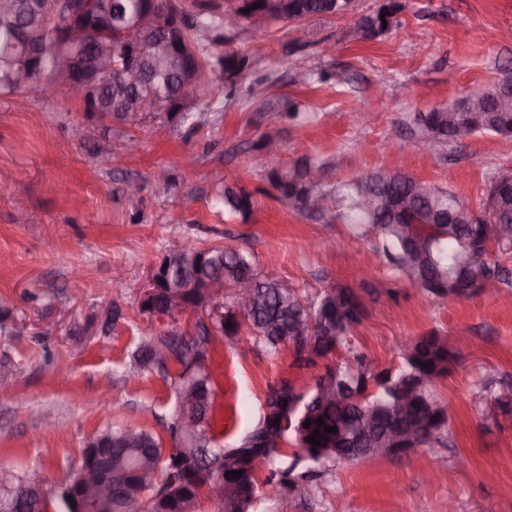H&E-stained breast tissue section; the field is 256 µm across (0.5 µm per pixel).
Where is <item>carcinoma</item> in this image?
<instances>
[{
	"label": "carcinoma",
	"mask_w": 512,
	"mask_h": 512,
	"mask_svg": "<svg viewBox=\"0 0 512 512\" xmlns=\"http://www.w3.org/2000/svg\"><path fill=\"white\" fill-rule=\"evenodd\" d=\"M37 8L21 12V16L34 28H47L50 43H58L55 36L56 3L58 0H36ZM346 0H237L235 15L252 22L256 15L271 16L274 20H288L301 29L306 22L328 15H338ZM154 7L164 20H177L186 41L192 45L199 61L197 90L224 99L228 105L243 94L238 76L248 67L249 57L224 43L225 17L209 11V5L199 3L197 12L186 10L181 0H102L97 20L104 37L115 45L112 51V76L100 92L98 108L114 113L117 122L138 126L146 119H158L151 114L139 96V91L125 83L122 72L126 54L120 42V25L143 10ZM388 15H383V12ZM401 11L399 0H383L372 15H365L353 31L362 40H373L393 24ZM175 50L165 58H147L142 61L144 79L155 95L173 98L178 92L179 74L195 59ZM29 64V51L20 44L12 28L0 23V90L9 93L34 92L46 95L56 88L59 81L58 54L49 50L40 57V68L29 74V83L21 85L15 79L16 72ZM419 133L429 130L434 134V144L458 143L477 133H488L504 139L512 138V110L509 112L473 113L467 109L448 117V108L434 107L421 115ZM267 179L277 194L299 214H315V202L322 203V210L342 218L345 223L373 230L379 248L392 269L401 278L414 281V272L407 265L408 239L412 229H417L425 241V251L420 269L438 278L439 283L430 289L431 295L448 297L460 278V263L469 254H480L482 259L470 271V294L482 288L474 282H490L512 285V271L501 263V258L512 253V207L486 214L476 208L470 224H430L427 217L438 214L448 207L458 211L467 204L455 193L428 186L420 189L421 180L401 171L387 173L379 169L369 175L331 185L315 176L308 158L301 157L291 165L271 163ZM372 196L380 201L401 198L408 202L405 212H392L381 206L374 210L364 207V198ZM224 211L243 218L253 212L252 196L240 189L224 188ZM495 250H487L488 243ZM194 259L186 264L174 251L161 260V266L177 280L185 276L198 277L210 274L224 280L228 290L244 276L251 278L255 290L262 298L256 308L239 305L238 299L224 305V324L215 329L224 336H237L247 329L255 343L270 352L282 345H292L300 362L314 366L317 361L340 353L336 362L326 366L312 386L305 390L296 388L288 380H282L269 388L264 401L263 416L257 425L240 439L227 445L219 444L215 434L214 377L206 372L209 399L203 407L204 423L198 429L196 456L203 466L197 468L196 483L200 484L212 471H249L257 453L264 452L263 466L271 464V456L281 439H290L296 447L308 451L305 460L326 465L336 462V449L316 447L306 439L319 430L317 440L334 441L338 433L349 424L359 421L364 410L381 406L389 410L388 423L399 428L408 425L418 411V404H430L437 411L448 413V406L434 390V382L447 374L453 354L448 347H434L441 336L432 332L420 336L400 350V363L388 369V377L378 383L374 392L362 402L349 400L348 391L353 382L352 361L364 354L353 346L351 328L359 321L357 313L359 296L349 288H337L311 297L302 289L282 288L281 279L269 278L261 273L251 257L237 249L224 246L193 248ZM231 327H225V323ZM144 339L135 359L150 365L148 354L152 345L168 340L178 343L174 359L181 363L186 359L184 350L194 352L199 360L209 359L211 333L208 328L198 336H185L171 329L164 334L143 332ZM426 367H421V364ZM278 423H273V420ZM311 420L310 427L297 428L300 420ZM323 425H318V420ZM335 427L337 432L327 433L325 428ZM121 433L125 438L110 448L112 473L132 491L136 505L119 500L123 490H113L112 512H153L154 502L171 487L172 470L168 467L163 439L160 435L142 427L123 426L102 430L96 438L103 441ZM294 467L271 469L263 482L242 475L224 479L225 504L213 505L208 512H254V505L262 497L271 494L270 486L280 484L296 486V480L305 481L308 473L292 479ZM204 499L193 490L182 496L179 512H199Z\"/></svg>",
	"instance_id": "1"
}]
</instances>
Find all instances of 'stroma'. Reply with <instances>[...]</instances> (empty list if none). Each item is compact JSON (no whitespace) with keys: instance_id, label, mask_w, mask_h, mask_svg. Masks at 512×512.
<instances>
[{"instance_id":"1","label":"stroma","mask_w":512,"mask_h":512,"mask_svg":"<svg viewBox=\"0 0 512 512\" xmlns=\"http://www.w3.org/2000/svg\"><path fill=\"white\" fill-rule=\"evenodd\" d=\"M393 26L356 39L350 22L225 27L248 55L229 106L193 100L187 122L136 127L101 120L64 94H0V465L65 481L86 435L114 424L164 434L171 383L134 360L147 320L140 303L153 269L182 247L248 251L262 272L316 294L349 288L365 312L352 329L373 366L398 362V345L429 332L454 360L435 382L450 408L444 444L411 455L339 461L313 488H285L293 512H512V288L438 298L394 276L374 235L295 213L277 200L254 145L277 139L282 159L308 155L336 183L377 168L404 170L477 205L490 178L512 167V140L476 135L420 151L413 120L432 107L512 77V0H401ZM336 71L333 84H297L301 69ZM293 103L301 120L282 121ZM88 127L77 142L71 129ZM140 143L124 149L127 138ZM167 172V185L153 179ZM141 184L128 199L125 180ZM225 186L256 201L249 218L225 215ZM216 433L235 439L258 422L269 386L307 388L323 365L295 350L270 353L245 337L214 335ZM67 364V379L57 376Z\"/></svg>"}]
</instances>
